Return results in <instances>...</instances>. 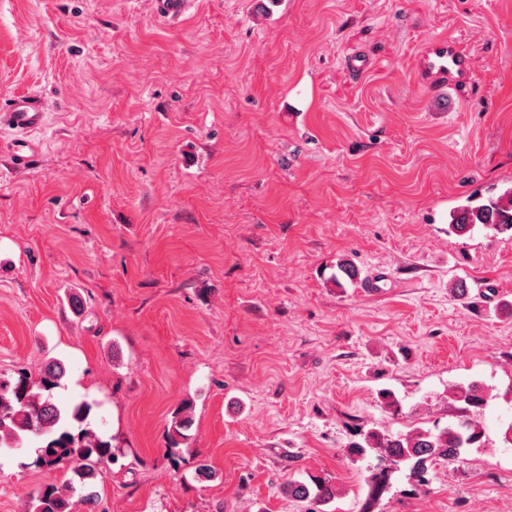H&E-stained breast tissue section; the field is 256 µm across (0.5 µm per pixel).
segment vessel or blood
<instances>
[{
  "mask_svg": "<svg viewBox=\"0 0 512 512\" xmlns=\"http://www.w3.org/2000/svg\"><path fill=\"white\" fill-rule=\"evenodd\" d=\"M415 70L418 81L425 86L464 88L470 86L473 78V56L455 40L437 38L419 52ZM0 120L20 135L10 148L13 165L23 168L33 165L37 150L25 136L44 123L40 99L30 95L13 97L0 112Z\"/></svg>",
  "mask_w": 512,
  "mask_h": 512,
  "instance_id": "b4317fda",
  "label": "vessel or blood"
}]
</instances>
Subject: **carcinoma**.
Wrapping results in <instances>:
<instances>
[{"label":"carcinoma","mask_w":512,"mask_h":512,"mask_svg":"<svg viewBox=\"0 0 512 512\" xmlns=\"http://www.w3.org/2000/svg\"><path fill=\"white\" fill-rule=\"evenodd\" d=\"M448 225L459 236L472 233L478 226L494 234L512 235V186L489 195L479 204L470 197L461 200L450 210ZM65 373L63 362L53 360L36 382L23 371L17 372L13 380L0 377V447L11 448L21 436L32 435L40 439L35 466L51 470L77 463L66 484L48 485L31 499L29 512H77L81 505L86 512H97L100 497L96 486L104 479L103 466L117 460L112 442L90 429V403L82 401L68 407L56 403L54 390L61 386ZM454 396L469 413L459 423L416 429L405 435L369 430L349 443L347 453L357 457L371 455L394 466L404 463L418 482H427L426 475L434 462H460L466 449L484 445L485 431L474 414L486 407V390L478 383H470L457 387ZM192 426L193 406L184 402L173 413L167 428L170 448L187 443ZM287 491L296 499H311L320 504H327L336 496L335 486L324 478L309 484L290 481Z\"/></svg>","instance_id":"cac0c4a2"}]
</instances>
